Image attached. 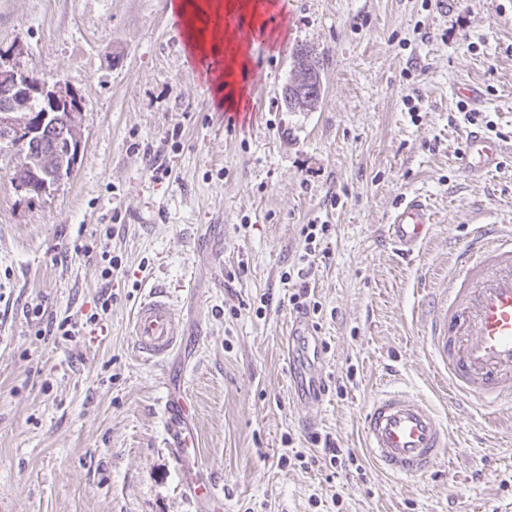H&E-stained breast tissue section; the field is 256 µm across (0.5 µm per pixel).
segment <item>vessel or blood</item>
Wrapping results in <instances>:
<instances>
[{
  "instance_id": "b4317fda",
  "label": "vessel or blood",
  "mask_w": 512,
  "mask_h": 512,
  "mask_svg": "<svg viewBox=\"0 0 512 512\" xmlns=\"http://www.w3.org/2000/svg\"><path fill=\"white\" fill-rule=\"evenodd\" d=\"M500 142L484 130L464 136L459 168L479 180L499 164ZM432 212L419 194L404 196L390 213L386 237L393 248L412 256L431 237ZM306 318L294 316L283 338L291 393L320 407L326 366L319 337L305 332ZM133 347L139 359L160 362L182 343V326L167 288L157 285L132 312ZM436 376L455 394L487 409L512 403V230L484 224L456 255L426 338ZM449 428L418 394L390 387L374 395L364 413L363 450L379 469L397 479L429 473L449 454Z\"/></svg>"
}]
</instances>
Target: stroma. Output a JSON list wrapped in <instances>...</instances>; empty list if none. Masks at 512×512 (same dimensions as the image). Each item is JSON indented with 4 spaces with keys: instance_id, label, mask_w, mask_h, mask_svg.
<instances>
[{
    "instance_id": "1",
    "label": "stroma",
    "mask_w": 512,
    "mask_h": 512,
    "mask_svg": "<svg viewBox=\"0 0 512 512\" xmlns=\"http://www.w3.org/2000/svg\"><path fill=\"white\" fill-rule=\"evenodd\" d=\"M169 2L0 0V65L63 80L84 141L72 175L43 195L18 188L17 158L0 152V512H202L194 479L216 483L224 512H512V408L490 429L451 398L418 317L480 222L512 225V0H454L446 14L437 0L240 10L243 28L267 31L250 43L241 119L214 110ZM301 45L320 58L321 97L293 112L282 89ZM462 83L479 104L456 97ZM472 110L505 147L482 182L456 163ZM408 192L435 224L409 259L385 236ZM308 224L329 227L307 279L328 365L315 410L293 398L281 346ZM109 256L122 267L108 281ZM158 283L184 336L151 364L133 352L130 317ZM36 303L84 323L81 335L38 337L23 315ZM391 383L451 427L449 457L408 482L361 446L367 402ZM183 394L197 443L182 457L164 404ZM314 432L352 462L302 467Z\"/></svg>"
}]
</instances>
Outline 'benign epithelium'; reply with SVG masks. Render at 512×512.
Returning a JSON list of instances; mask_svg holds the SVG:
<instances>
[{"mask_svg": "<svg viewBox=\"0 0 512 512\" xmlns=\"http://www.w3.org/2000/svg\"><path fill=\"white\" fill-rule=\"evenodd\" d=\"M314 78V70L306 65L294 69L288 93H300ZM34 96L44 103V114L38 118L28 110ZM72 98L73 91L64 83L51 84L27 70L0 67V144L25 147L20 154L22 176L16 177L21 189L48 193L58 180L47 171L57 166L74 169L83 140Z\"/></svg>", "mask_w": 512, "mask_h": 512, "instance_id": "7a95c632", "label": "benign epithelium"}]
</instances>
